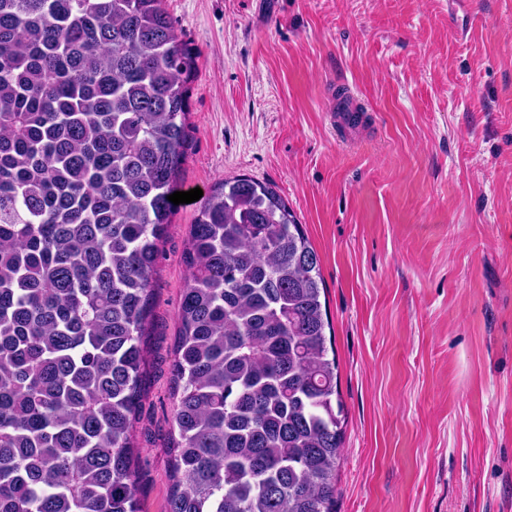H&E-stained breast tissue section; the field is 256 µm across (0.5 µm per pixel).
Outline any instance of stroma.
Wrapping results in <instances>:
<instances>
[{"label": "stroma", "mask_w": 512, "mask_h": 512, "mask_svg": "<svg viewBox=\"0 0 512 512\" xmlns=\"http://www.w3.org/2000/svg\"><path fill=\"white\" fill-rule=\"evenodd\" d=\"M165 0L196 55L181 189L272 184L320 265L345 406L336 512H512V0ZM361 118H340L341 96ZM197 203L153 283L134 428L167 512Z\"/></svg>", "instance_id": "35a3bbf8"}]
</instances>
